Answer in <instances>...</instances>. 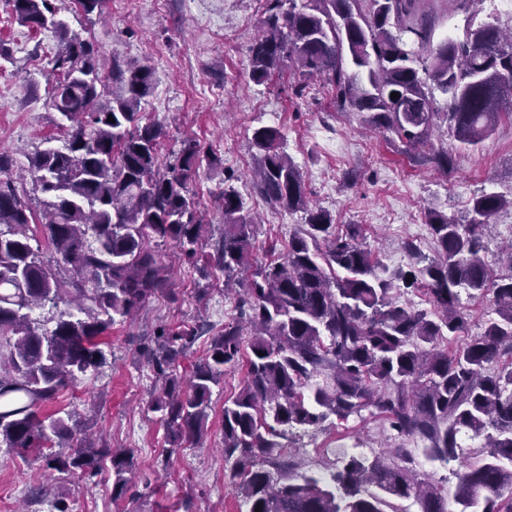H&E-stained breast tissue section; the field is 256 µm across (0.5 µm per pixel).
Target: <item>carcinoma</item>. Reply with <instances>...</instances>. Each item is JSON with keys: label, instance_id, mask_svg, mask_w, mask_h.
I'll return each mask as SVG.
<instances>
[{"label": "carcinoma", "instance_id": "carcinoma-1", "mask_svg": "<svg viewBox=\"0 0 512 512\" xmlns=\"http://www.w3.org/2000/svg\"><path fill=\"white\" fill-rule=\"evenodd\" d=\"M418 0H264L261 34L249 46V77L257 83L293 72L297 97L320 80L340 112H366L374 129L395 136L409 152L450 171L448 150L434 148L433 131L447 125L459 145L476 146L502 116L512 119V25L495 15L462 34L438 31L418 13ZM23 23L53 28L60 47L49 60L56 76L51 107L70 122L60 147L29 160L44 195L47 240L68 280L45 263L28 234L31 209L0 183V443L69 474L107 460L112 494L128 490L134 466L126 450L98 448L79 437L74 415L44 404L106 363L98 338L124 322L163 287L169 270L150 247L171 241L193 265L224 273V286L250 264L253 221L242 195L219 196L224 233L215 253L201 254L207 222L188 182L204 159L193 138L176 162L158 163L163 126L141 122L153 90L150 65L112 56L100 74L98 50L56 19L50 0H11ZM447 96L436 107L434 91ZM399 98L391 99V93ZM114 118L109 122L108 118ZM281 132L254 129L260 155L256 188L267 201L305 212L304 228L288 237L280 261L255 270L237 303V316L212 338L188 382L175 364L202 335L204 323L158 328L139 353L155 382L146 410L160 414L168 443L179 448L207 429L212 387L249 348L243 387L224 403V460L233 463L236 492L247 512H400L396 499H414L419 512H512V273L493 276L484 260L493 217L508 201L484 193L463 219L429 209L426 224L437 253L429 258L408 242L407 269L389 271L361 240L360 224L334 227L327 210L310 205L303 174L281 151ZM424 288L431 310L402 306L396 288ZM492 291L493 317L468 333L472 299ZM65 302L54 327L31 312ZM188 389H183V385ZM369 409L402 439H415L433 462L458 457L461 436L482 453L457 473L453 493L419 478L397 461L352 455L340 469L310 472L281 440L346 420Z\"/></svg>", "mask_w": 512, "mask_h": 512}]
</instances>
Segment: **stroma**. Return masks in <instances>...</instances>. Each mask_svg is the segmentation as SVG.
<instances>
[{"label": "stroma", "instance_id": "1", "mask_svg": "<svg viewBox=\"0 0 512 512\" xmlns=\"http://www.w3.org/2000/svg\"><path fill=\"white\" fill-rule=\"evenodd\" d=\"M58 19L71 32L94 44L103 67L113 54L125 60L150 62L154 90L142 104V118L161 124L166 136L160 163H169L184 137L199 140L202 151L217 156V167L201 166L190 184L209 225L204 246L222 232L217 196L233 185L259 222L255 227L252 266L270 259L271 243H284L304 223L292 212L262 200L252 173L259 160L250 147L254 129L271 126L283 136L282 147L300 167L311 200L340 224H361L365 243L391 269L405 265L404 242H413L427 256L435 244L425 222L434 208L463 215L470 199L482 193L512 197V123L500 122L482 143L463 147L445 134H435V147L447 148L452 172L417 161L401 144L370 133L363 113L340 112L332 93L314 82L302 97L291 94L289 73L257 83L247 71L250 44L260 33L262 10L256 0H103L101 11L85 14L77 0H52ZM419 11L436 17L441 31L462 33L467 22L499 13L497 0H480L473 13L456 9L453 0H419ZM54 29H33L19 23L9 0H0V150L15 165L0 175L34 212L30 233L42 257H50L40 223L42 195L27 171L39 150L61 146L63 121L49 104L55 76L48 63L57 49ZM152 249L170 270L162 293L152 297L132 321L112 326L104 337L107 362L67 388L52 404L79 413L85 433L111 448H127L135 466L131 492L112 495V471L97 476L67 475L71 512H246L238 498L231 464L224 460L223 410L238 393L245 365L227 369L213 387L208 429L202 440L184 448L170 447L158 414L148 412L152 371L138 352V342L162 324L203 320L210 332L199 337L177 374L188 377L212 335L236 314V301L224 293V275L182 263L173 245L153 240ZM288 448L307 468L342 466L346 456L392 452L412 447L395 438L380 416L360 415L308 430L288 439ZM459 457L446 464L416 456L421 477L454 488L456 474L474 459L476 442L464 440ZM40 463L0 443V512H56L50 497L32 499L31 489L49 483Z\"/></svg>", "mask_w": 512, "mask_h": 512}]
</instances>
